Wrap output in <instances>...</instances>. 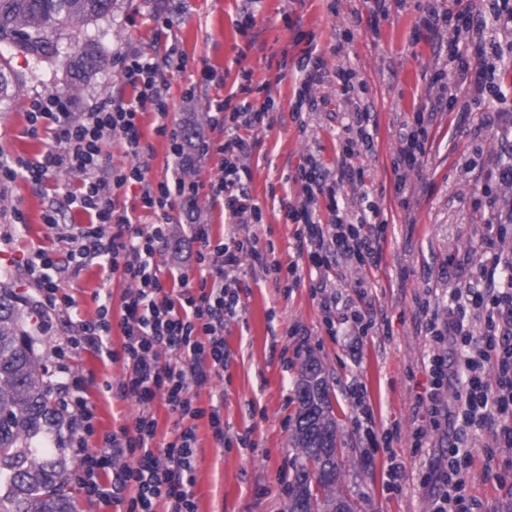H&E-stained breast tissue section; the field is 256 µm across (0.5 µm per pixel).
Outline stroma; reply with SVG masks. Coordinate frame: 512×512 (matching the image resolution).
I'll return each instance as SVG.
<instances>
[{
	"mask_svg": "<svg viewBox=\"0 0 512 512\" xmlns=\"http://www.w3.org/2000/svg\"><path fill=\"white\" fill-rule=\"evenodd\" d=\"M430 3L442 12L459 10L455 0H390L388 16L374 20L366 0H255L250 6L254 23L247 27L245 0H115L111 14L82 31L83 39L96 43L110 63L74 96L77 111H87L120 88V52L137 48L150 53L171 43L183 54L185 66L179 71L164 68L163 79L171 112L183 129L199 127L203 140L220 141L211 125L209 103L235 91L244 70L251 74V100L260 104L270 96L275 101L273 125L254 132L256 147L248 161L250 190L263 206L262 224L226 223L221 207L204 192L189 210L173 208L169 245L155 258L165 280L194 268L197 245L191 228L196 224L209 225L213 240L226 243L257 235L260 248H273L282 264L307 271V259L296 247L295 227L286 223L280 203L298 202L300 187L287 176L308 154H319L331 172L341 161L336 139L350 116L337 71L354 73L355 84L377 115L374 150L353 157L362 178L345 185L343 198L348 203H375L387 220L382 263L369 269L343 258L322 268L321 289H312L306 278L286 295L251 259L243 260L238 278L244 309L224 325L229 358L223 376L192 393L203 407L212 397L223 396L225 428L233 435H248L252 445L222 446L207 419L198 420L192 491L199 512H284L293 455L289 421L296 406L294 390L300 362L310 351L329 373L342 446L353 461L344 483L358 498L360 512L430 510L431 489L423 477L446 443L414 409L417 394L428 385L424 363L432 351L420 331L416 298L429 294L430 310L439 315L475 284L490 219L480 183L503 159L501 143L506 127L512 126V23L496 20L499 0H468L483 27L454 23L437 31L424 23ZM160 15L168 26L157 23ZM452 41L468 52L470 71L449 67ZM73 50V40L62 37L57 57L37 63L0 43V55L10 59L13 79L20 85L15 97L0 102V156L34 161L52 148L47 135H28L26 114L36 99L60 93L62 60ZM307 55L321 59L327 76L311 91L320 108L306 114L301 130L292 119L300 83L293 63ZM207 70L215 73L209 84L203 81ZM438 70L445 71L453 95L443 103L429 84ZM480 70L489 73L490 88L477 86ZM192 85L197 91L190 99L185 90ZM416 112L430 113V139L419 164L404 174L410 197L403 205L395 195L392 161L400 124ZM156 124L152 109H145L140 132L142 144L152 149L151 179L186 176L206 185L220 176V153L174 157L166 139L156 135ZM77 181L70 175L40 188L22 178L0 185V273L9 275L21 296L33 293L22 260L42 249L67 263L73 236L86 225L85 215L67 208L55 193L56 186ZM51 204L61 210L53 230L42 218ZM16 210L23 223H14ZM359 280L368 285L367 295L356 290ZM127 288L120 274H105L97 261H90L63 286L72 307L47 317L38 336L37 349L47 367L65 366L70 377L85 384L96 416L95 433L88 440L92 448L106 433L131 423L140 407L112 393L123 376L121 363L69 350L65 342L74 322L95 318L105 304L114 326L112 347L120 349V305ZM349 305L374 307L387 320L388 334L351 335L342 322ZM357 384L364 389L377 426H397L390 446L367 440L360 405L350 394ZM418 425L428 429L421 448L411 442V431ZM491 443L487 432L467 438L473 454L464 471L467 492L479 501L481 512H512V472L503 473L501 460L487 461L484 448ZM395 460L402 462L404 476L400 491L388 493L384 485Z\"/></svg>",
	"mask_w": 512,
	"mask_h": 512,
	"instance_id": "1",
	"label": "stroma"
}]
</instances>
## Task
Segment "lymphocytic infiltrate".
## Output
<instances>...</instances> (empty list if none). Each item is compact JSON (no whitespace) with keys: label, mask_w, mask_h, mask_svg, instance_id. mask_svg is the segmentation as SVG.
<instances>
[{"label":"lymphocytic infiltrate","mask_w":512,"mask_h":512,"mask_svg":"<svg viewBox=\"0 0 512 512\" xmlns=\"http://www.w3.org/2000/svg\"><path fill=\"white\" fill-rule=\"evenodd\" d=\"M123 91L74 117L70 102L56 94L36 101L27 114L29 133L38 136L40 122L52 126L54 147L43 161L21 157L0 161V183L23 177L36 184L63 175L81 178L78 191L68 192L70 203L88 216V225L76 239L77 246L67 263L61 264L39 251L24 267L34 281L36 302L56 312L70 305L62 296L63 285L75 277L90 260H99L109 272H120L130 288L122 297L119 324H112L108 307H101L95 319L80 321L67 345L73 350H91L100 359L123 360L127 367L120 395L144 405L163 397L180 426L172 440L157 443V421L141 412L131 424L105 434L99 448L88 440L95 433V414L86 391L66 377H56L51 388L71 424L70 449L78 460L77 482L91 502L124 506L125 512H156L165 501L166 512H198L192 485L197 465L196 422L207 419L214 437L225 440L224 417L219 406L197 407L190 395L192 385L207 383L222 375L228 356L224 344V323L237 318L243 308L235 274L243 257H250L286 287L296 285L301 276L297 267H283L269 260L258 246L257 237L234 244L213 243L210 227L195 225L192 239L197 243V280L180 275L177 287L167 286L157 273L154 258L168 242L166 225H151L149 231L136 230L139 218L120 204L119 192L128 185L140 189L141 210L165 216L176 202L192 204L199 192L196 183L177 177L152 180L146 150L142 146L139 120L145 108L157 116L155 133L166 139L171 155H184V137L170 117V104L160 80L161 65H182L176 46L166 47L161 57L127 50L119 55ZM346 104L352 109L348 130L364 142L376 129L375 114L362 101L351 75L340 72ZM237 102L222 100L214 105V129L223 136L217 150L224 157L222 174L210 184V199L219 204L224 218L232 224L262 221L259 201L250 193L251 173L245 164L255 144L250 131L272 124L273 98L254 105L249 94L251 75L241 72ZM428 127L423 113H414L400 132V148L395 169L413 167L425 153ZM121 142L131 162L113 168L107 162V148ZM350 144L342 146V160L335 180H328L319 158L310 155L296 167L292 179L301 188L299 204L285 208V220L296 227L299 251L305 252L309 271H320L332 259L352 257L372 268L382 259L381 243L387 225L379 221V210L370 205L349 213L341 209L337 189L360 177L351 164ZM335 215L333 226L323 224L321 209ZM491 271L498 277L481 289H473L471 302L491 301L496 311L488 318L484 335L467 328L464 310L449 304L444 316L429 312V300L419 303L421 327L434 351L426 371L430 387L416 399V410L425 412L433 430L448 441L442 464L430 466L423 482L433 492L432 512H476L478 502L467 492V484L457 466L464 457L461 444L470 432L488 429L493 444L486 447L487 458L497 449L512 448V251L493 252ZM120 329L122 344L113 349V329ZM171 361H161V353Z\"/></svg>","instance_id":"f902f5d3"}]
</instances>
